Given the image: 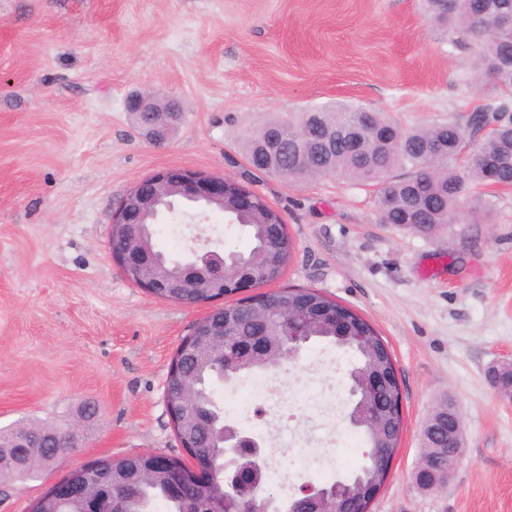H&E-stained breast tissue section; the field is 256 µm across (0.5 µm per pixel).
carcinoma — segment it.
<instances>
[{
    "mask_svg": "<svg viewBox=\"0 0 512 512\" xmlns=\"http://www.w3.org/2000/svg\"><path fill=\"white\" fill-rule=\"evenodd\" d=\"M424 11L448 29L452 44L474 45V65L488 78L486 90L494 94L492 102L474 109L468 125L489 129L462 155V126L443 122L405 129L386 115L375 112L365 119L366 109L344 101L319 106L299 113L294 122L275 121L263 131L279 141L274 157L266 152L265 140L252 136L247 140L249 164L268 174L295 180L317 176H336L353 184L376 190V211L384 224H395L420 233H434L460 220V201L466 181L478 186L512 182V0H454L449 9L443 0H422ZM409 166L413 173L403 179L393 176L394 169ZM263 202L254 212L233 216L232 224L250 241V248L239 252L241 267H229L224 279L231 280L240 269L264 284L276 279L268 275V252L278 247L288 252L294 242L283 224H268ZM309 298L324 304V293L315 289L281 288L270 292L266 311L270 312V335H281L288 320L309 328L312 340L336 343L330 325L305 315L288 318L273 311L282 299ZM256 315L249 300L232 304L225 311L224 330L230 336L251 334ZM355 355V369L365 376L378 369L386 346L374 326L361 316L354 317L349 344L342 346ZM224 381V351L208 344L199 346L186 358L180 373L170 385L181 386L191 394L190 406L183 414V428L197 443L195 452L219 463L224 456L221 428L224 411L214 400L209 386ZM448 402L438 403L423 426V447L441 448L448 432ZM32 432L52 430L60 442L53 446L11 447L18 427L0 429V480L30 477L59 465L64 453L67 428L58 424L35 423L26 426ZM112 500L122 504L123 512H153L161 505L165 512H184L183 502L166 494L158 478L146 484L112 487Z\"/></svg>",
    "mask_w": 512,
    "mask_h": 512,
    "instance_id": "carcinoma-1",
    "label": "carcinoma"
}]
</instances>
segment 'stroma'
I'll return each mask as SVG.
<instances>
[{
    "mask_svg": "<svg viewBox=\"0 0 512 512\" xmlns=\"http://www.w3.org/2000/svg\"><path fill=\"white\" fill-rule=\"evenodd\" d=\"M473 54L420 0H0V428L69 423L91 404L98 417L68 467L183 456L165 382L205 309L151 297L109 244L124 195L180 166L259 194L294 241L280 286L321 290L387 342L404 425L369 512H512V401L488 377L512 358V190L466 185V223L421 234L381 223L373 188L294 183L252 171L245 153L267 123L331 101L406 128L464 121L490 99ZM134 93L179 100L183 120L163 144L137 131L125 109ZM194 234L248 248L220 211L154 227L172 257ZM350 368L348 354L312 345L266 374L258 401L235 400L234 383L214 397L272 458L328 456L348 476L365 450L345 419ZM443 398L462 417L465 454L432 491L413 473ZM62 474L0 484V512H28Z\"/></svg>",
    "mask_w": 512,
    "mask_h": 512,
    "instance_id": "obj_1",
    "label": "stroma"
}]
</instances>
